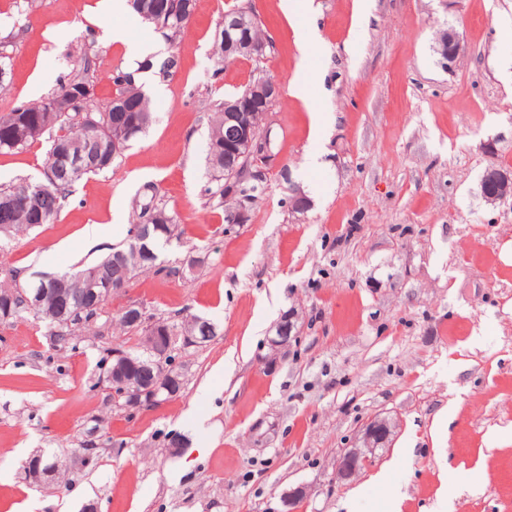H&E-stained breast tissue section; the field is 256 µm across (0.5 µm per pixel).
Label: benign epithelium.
Segmentation results:
<instances>
[{"label":"benign epithelium","instance_id":"benign-epithelium-1","mask_svg":"<svg viewBox=\"0 0 512 512\" xmlns=\"http://www.w3.org/2000/svg\"><path fill=\"white\" fill-rule=\"evenodd\" d=\"M242 30V25L236 18H224V43L230 51H235L240 42L237 41V35ZM436 51L446 62L455 60L463 51V44L459 34L455 29H448V38L439 42ZM257 88L253 94L238 99L233 103V111L239 112L241 108L247 106L255 111L256 122L260 127L245 126L240 129L239 137L235 143L227 147L230 154L236 158L244 159L248 176L254 184L260 186L268 181L270 165L274 154L272 152V142L268 130L263 127L267 121L268 113L266 110L275 102L278 96L277 84L272 80L260 76L255 79ZM496 185V192L487 196L490 201L503 200L512 196V177L499 169H490L486 171L482 179V189H487L489 184ZM227 188V195L239 199L237 209L229 213L226 222L229 224H243L248 218V211L254 201V190L248 189L240 183L227 178L224 183ZM122 290L120 286H114L105 281L101 284H92L89 291L96 302H102L113 294ZM125 318L140 324L144 330L149 344H160L165 340L172 341V336H161L156 325L147 314L146 307L142 304H134L123 310ZM294 314L290 313L281 319L274 327V334L267 338V344L273 351H278L288 347L291 341V335L294 330ZM148 369L156 380L148 386L140 389L131 387L135 383L132 378H127L120 371V367L114 368L112 374V390L116 399L122 400V406L127 408H142L146 405L161 402L162 392L172 393L173 387L170 381L174 376L170 373V366L165 360H152ZM392 429L390 423L385 419L373 420L367 423L354 447L345 449L342 457L336 466V481H348L361 471L366 469L375 459L376 449L388 444ZM66 467L60 459H45L36 456L31 471H29V480L39 482L48 476H54L59 469ZM308 496V489L299 486L288 491L282 497L284 512H295V508L303 502Z\"/></svg>","mask_w":512,"mask_h":512}]
</instances>
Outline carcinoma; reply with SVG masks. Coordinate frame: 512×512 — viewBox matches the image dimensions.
<instances>
[{
    "label": "carcinoma",
    "mask_w": 512,
    "mask_h": 512,
    "mask_svg": "<svg viewBox=\"0 0 512 512\" xmlns=\"http://www.w3.org/2000/svg\"><path fill=\"white\" fill-rule=\"evenodd\" d=\"M130 5L143 22L153 25L167 42L173 43L185 33L186 18L192 15L195 0H130ZM228 14L245 19V43L261 49L265 47L269 35L247 0L229 10ZM215 55L219 63L239 58L254 60V54L247 50L227 52L221 32L218 33ZM89 68L90 59L86 56L82 70L69 74L50 95L36 102L14 106L0 114V152L23 150L46 134L51 138L42 181L0 186V240L38 228L43 223H52L67 204L73 185L87 175L111 168L120 150L129 145L127 140L114 142L119 131L136 121L141 125L140 133L143 134L152 124V101L137 84L134 74L116 68L112 73V82L117 86L115 97L106 109L101 110L93 104L94 85L85 76ZM248 91L250 87L247 86L218 104L210 120L207 161L214 186L207 188V192L227 213L237 208L238 198L225 195L224 174L240 178L243 160H226L225 142L233 137L234 128L224 123V112L228 111L229 104ZM77 140L81 141V147L90 159L83 168H73L64 161L69 147ZM132 224L144 225V235L152 254L140 253L141 242L132 238L124 248L112 249L106 257L82 270L53 275L54 279L72 289L70 310L62 320L58 319L53 296L45 295L39 304L28 305L26 299H34L37 288L20 282L17 270L1 269L0 307L10 303L12 312L7 318L0 315V322L31 315L56 329L54 341L64 348L76 339L74 328L90 327L100 318V314L84 302L83 288L90 279L98 276L116 285H127L141 272L180 273V270L167 269L159 262L158 247L178 236V224L176 215L158 199L154 186H146L145 191L134 199ZM120 251L128 255V260L112 262ZM151 358V348L147 344L128 351V359L135 363L137 372L140 365Z\"/></svg>",
    "instance_id": "1"
}]
</instances>
